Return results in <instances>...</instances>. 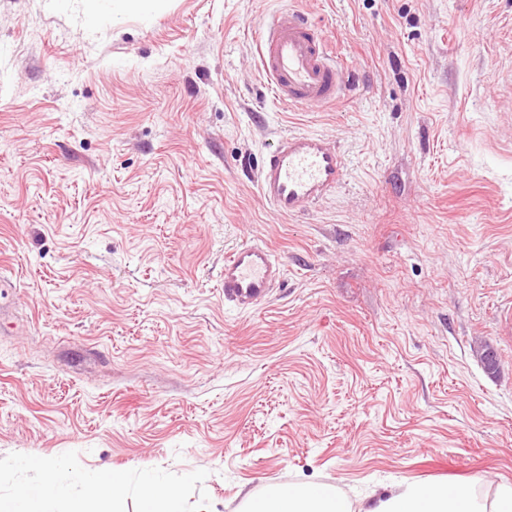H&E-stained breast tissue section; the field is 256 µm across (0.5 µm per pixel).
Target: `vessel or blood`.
<instances>
[{
	"label": "vessel or blood",
	"instance_id": "obj_1",
	"mask_svg": "<svg viewBox=\"0 0 512 512\" xmlns=\"http://www.w3.org/2000/svg\"><path fill=\"white\" fill-rule=\"evenodd\" d=\"M268 89L293 109L329 107L348 90L345 65L332 42L301 11L275 12L258 29ZM340 150L318 134L281 137L258 169L260 195L283 217L300 214L336 189L344 175ZM283 268L263 243L239 245L224 257V299L248 311L266 301Z\"/></svg>",
	"mask_w": 512,
	"mask_h": 512
}]
</instances>
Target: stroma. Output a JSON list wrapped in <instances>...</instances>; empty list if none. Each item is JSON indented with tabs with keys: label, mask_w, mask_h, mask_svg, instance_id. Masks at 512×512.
<instances>
[{
	"label": "stroma",
	"mask_w": 512,
	"mask_h": 512,
	"mask_svg": "<svg viewBox=\"0 0 512 512\" xmlns=\"http://www.w3.org/2000/svg\"><path fill=\"white\" fill-rule=\"evenodd\" d=\"M305 12L352 90L274 99L255 31ZM344 181L280 217L257 169L284 134ZM283 283L224 299V255ZM0 501L21 459L143 469L184 512L312 482L512 484V0H0ZM499 360L489 375L475 350ZM97 2L111 10L113 14L137 11L143 15H149L159 9L164 0H97ZM283 271L265 243L239 245L224 256V299L237 310H252L270 297Z\"/></svg>",
	"instance_id": "stroma-1"
}]
</instances>
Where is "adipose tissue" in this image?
Listing matches in <instances>:
<instances>
[{"label":"adipose tissue","mask_w":512,"mask_h":512,"mask_svg":"<svg viewBox=\"0 0 512 512\" xmlns=\"http://www.w3.org/2000/svg\"><path fill=\"white\" fill-rule=\"evenodd\" d=\"M38 469L40 483L18 488L0 512H108L127 490L120 471L68 474L45 462ZM138 496L140 512H182L180 488L159 483L150 470L142 472ZM241 512H512V485L500 486L489 499L467 483H401L389 495L356 502L332 486L293 483L246 495Z\"/></svg>","instance_id":"adipose-tissue-1"}]
</instances>
